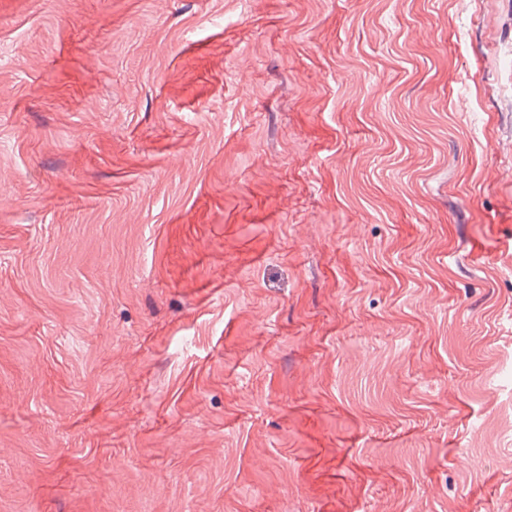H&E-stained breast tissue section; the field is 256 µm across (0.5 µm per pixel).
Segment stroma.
I'll return each mask as SVG.
<instances>
[{
  "mask_svg": "<svg viewBox=\"0 0 512 512\" xmlns=\"http://www.w3.org/2000/svg\"><path fill=\"white\" fill-rule=\"evenodd\" d=\"M0 512H512V0H0Z\"/></svg>",
  "mask_w": 512,
  "mask_h": 512,
  "instance_id": "stroma-1",
  "label": "stroma"
}]
</instances>
